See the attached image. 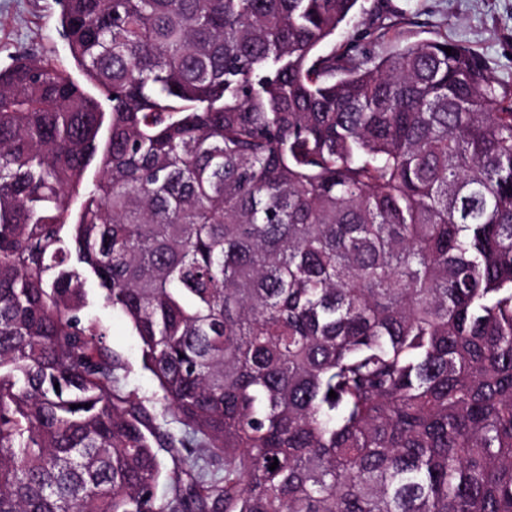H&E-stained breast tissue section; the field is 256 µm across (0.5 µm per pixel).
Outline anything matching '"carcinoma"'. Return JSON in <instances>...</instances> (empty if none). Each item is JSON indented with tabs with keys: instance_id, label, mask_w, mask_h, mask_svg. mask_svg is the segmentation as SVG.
<instances>
[{
	"instance_id": "obj_1",
	"label": "carcinoma",
	"mask_w": 512,
	"mask_h": 512,
	"mask_svg": "<svg viewBox=\"0 0 512 512\" xmlns=\"http://www.w3.org/2000/svg\"><path fill=\"white\" fill-rule=\"evenodd\" d=\"M59 3L83 82L0 69V512H512V85L320 54L364 0ZM87 312L107 329L110 345L127 364L126 381L129 388L135 389L143 404L153 411L160 393L151 374L142 367L139 341L129 323L119 312L103 305L97 289L89 290Z\"/></svg>"
}]
</instances>
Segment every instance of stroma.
Returning a JSON list of instances; mask_svg holds the SVG:
<instances>
[{"instance_id": "obj_1", "label": "stroma", "mask_w": 512, "mask_h": 512, "mask_svg": "<svg viewBox=\"0 0 512 512\" xmlns=\"http://www.w3.org/2000/svg\"><path fill=\"white\" fill-rule=\"evenodd\" d=\"M357 25L365 52L383 51L394 42L411 43L441 36L469 48L487 71L512 83V0H369ZM56 0H0V69L18 54L44 55L73 70L68 47L58 33ZM88 314L108 331L114 351L127 365L126 381L146 407H154L157 384L141 362L139 341L124 317L103 305L90 290Z\"/></svg>"}]
</instances>
